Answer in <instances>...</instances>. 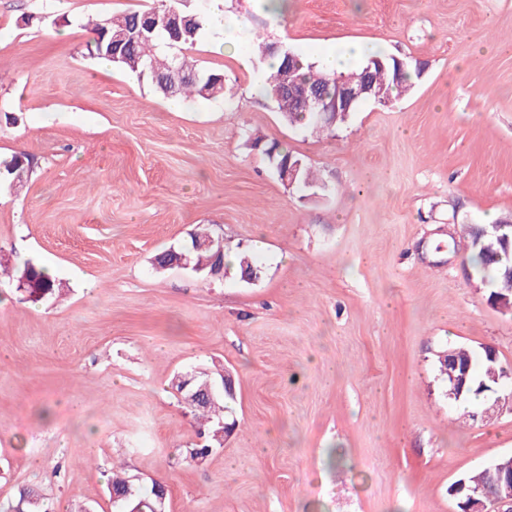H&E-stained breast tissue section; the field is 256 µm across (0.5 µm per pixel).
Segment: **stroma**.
I'll return each instance as SVG.
<instances>
[{"mask_svg": "<svg viewBox=\"0 0 512 512\" xmlns=\"http://www.w3.org/2000/svg\"><path fill=\"white\" fill-rule=\"evenodd\" d=\"M224 76L181 109L99 68L89 21L151 0H0V512L23 485L53 512H114L113 464L165 481L166 512H456L449 487L512 454V411L462 421L440 351L512 369V317L487 302L462 227L512 214V0H223ZM318 61L382 45L420 71L331 135L286 125L257 91L255 41ZM318 175L283 183L249 133ZM260 272L157 273L198 225ZM53 267L69 293L20 299L11 268ZM230 370L238 426L202 463L171 388Z\"/></svg>", "mask_w": 512, "mask_h": 512, "instance_id": "35a3bbf8", "label": "stroma"}]
</instances>
